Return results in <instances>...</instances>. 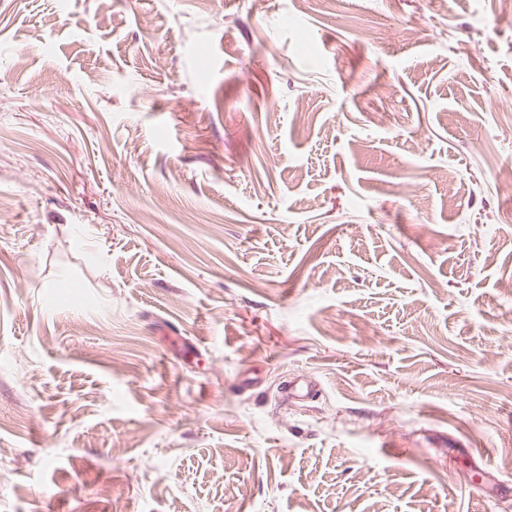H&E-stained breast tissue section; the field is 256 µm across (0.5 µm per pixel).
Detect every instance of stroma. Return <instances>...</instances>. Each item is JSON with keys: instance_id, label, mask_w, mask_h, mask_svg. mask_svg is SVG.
Masks as SVG:
<instances>
[{"instance_id": "1", "label": "stroma", "mask_w": 512, "mask_h": 512, "mask_svg": "<svg viewBox=\"0 0 512 512\" xmlns=\"http://www.w3.org/2000/svg\"><path fill=\"white\" fill-rule=\"evenodd\" d=\"M503 165L498 0H0V512H512Z\"/></svg>"}]
</instances>
